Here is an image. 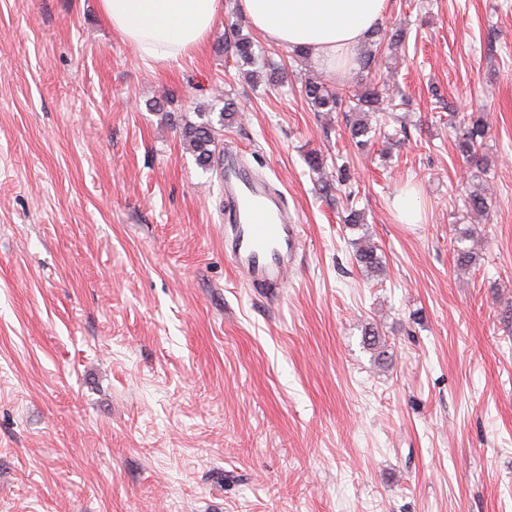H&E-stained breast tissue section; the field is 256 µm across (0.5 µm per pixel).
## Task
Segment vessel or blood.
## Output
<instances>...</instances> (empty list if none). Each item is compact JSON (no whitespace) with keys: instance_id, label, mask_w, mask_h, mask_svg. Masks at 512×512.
<instances>
[{"instance_id":"b4317fda","label":"vessel or blood","mask_w":512,"mask_h":512,"mask_svg":"<svg viewBox=\"0 0 512 512\" xmlns=\"http://www.w3.org/2000/svg\"><path fill=\"white\" fill-rule=\"evenodd\" d=\"M224 182V253L249 288L279 295L302 245L284 192L233 146L218 159Z\"/></svg>"}]
</instances>
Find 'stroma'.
Wrapping results in <instances>:
<instances>
[{
    "label": "stroma",
    "mask_w": 512,
    "mask_h": 512,
    "mask_svg": "<svg viewBox=\"0 0 512 512\" xmlns=\"http://www.w3.org/2000/svg\"><path fill=\"white\" fill-rule=\"evenodd\" d=\"M233 23L283 84L226 52ZM382 29L404 40L360 45L385 85L359 149L302 94L357 72L296 60L237 0L150 66L97 0H0V512H512V0H389ZM228 102L222 143L302 228L275 299L225 258L220 174L182 142ZM487 136V127L482 118H470L460 129L457 139V148L466 158V161L474 167L481 165L482 158L479 151L484 146ZM394 207L403 224H417L421 219L415 193L411 188L404 189L398 194Z\"/></svg>",
    "instance_id": "35a3bbf8"
}]
</instances>
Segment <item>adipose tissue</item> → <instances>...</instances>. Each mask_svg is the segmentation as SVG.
<instances>
[{"instance_id": "ef3b65f1", "label": "adipose tissue", "mask_w": 512, "mask_h": 512, "mask_svg": "<svg viewBox=\"0 0 512 512\" xmlns=\"http://www.w3.org/2000/svg\"><path fill=\"white\" fill-rule=\"evenodd\" d=\"M113 30L142 60L177 62L218 23L222 0H98ZM251 26L270 42L305 50L333 74L354 66L355 48L381 25L387 0H239Z\"/></svg>"}]
</instances>
